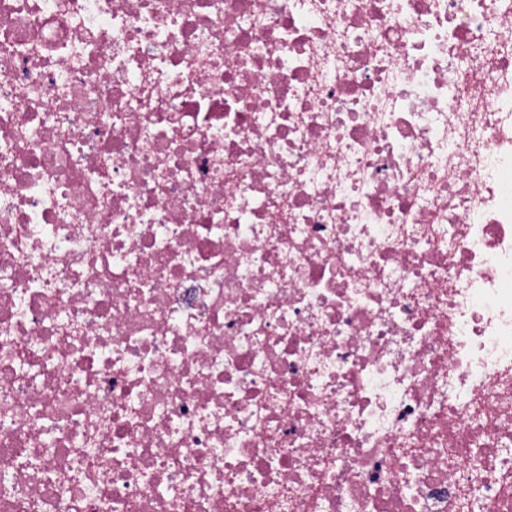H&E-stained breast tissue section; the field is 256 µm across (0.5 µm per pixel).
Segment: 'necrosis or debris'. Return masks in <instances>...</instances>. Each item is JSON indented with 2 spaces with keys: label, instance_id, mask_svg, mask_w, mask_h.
Listing matches in <instances>:
<instances>
[{
  "label": "necrosis or debris",
  "instance_id": "4bbe7bcc",
  "mask_svg": "<svg viewBox=\"0 0 512 512\" xmlns=\"http://www.w3.org/2000/svg\"><path fill=\"white\" fill-rule=\"evenodd\" d=\"M0 512H512V0H0Z\"/></svg>",
  "mask_w": 512,
  "mask_h": 512
}]
</instances>
